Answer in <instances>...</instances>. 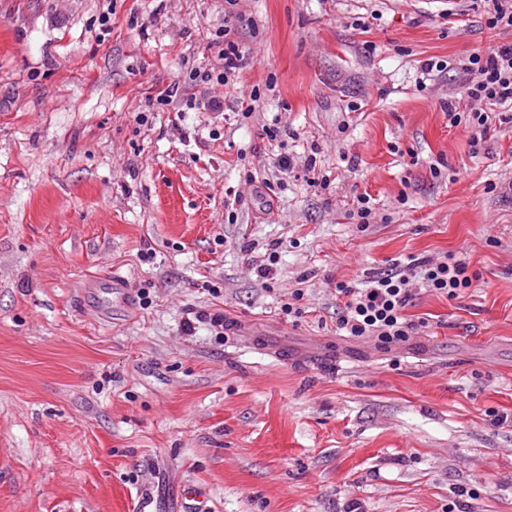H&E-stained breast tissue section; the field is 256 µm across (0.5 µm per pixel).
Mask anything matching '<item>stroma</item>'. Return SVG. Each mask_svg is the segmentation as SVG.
<instances>
[{"label": "stroma", "mask_w": 512, "mask_h": 512, "mask_svg": "<svg viewBox=\"0 0 512 512\" xmlns=\"http://www.w3.org/2000/svg\"><path fill=\"white\" fill-rule=\"evenodd\" d=\"M484 6L0 0V512H512V123L448 119ZM228 18L256 111L159 104ZM450 253L407 342L338 335L337 283Z\"/></svg>", "instance_id": "1"}]
</instances>
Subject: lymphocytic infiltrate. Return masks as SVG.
<instances>
[{
    "label": "lymphocytic infiltrate",
    "instance_id": "1",
    "mask_svg": "<svg viewBox=\"0 0 512 512\" xmlns=\"http://www.w3.org/2000/svg\"><path fill=\"white\" fill-rule=\"evenodd\" d=\"M223 32L225 48L219 55V65L204 71L191 70L184 85L186 102L202 104L210 112L223 111V100L211 97L201 102L195 95L199 86L214 82L222 85L227 95L245 101L244 112L249 115L256 109L258 96L245 94L238 87L237 76L245 66V57L230 37L231 27H224ZM461 68L469 76L465 97L478 105L470 114L471 123L480 137H487L494 119L488 114V107L512 103V43L472 53ZM414 278L420 279L428 291L453 298L471 287L473 275L468 264L451 253L436 260L407 257L389 272L369 276L363 288L338 284L336 291L343 306L337 329L352 338H374L386 350L407 341L415 326L403 311L413 298L409 283Z\"/></svg>",
    "mask_w": 512,
    "mask_h": 512
}]
</instances>
